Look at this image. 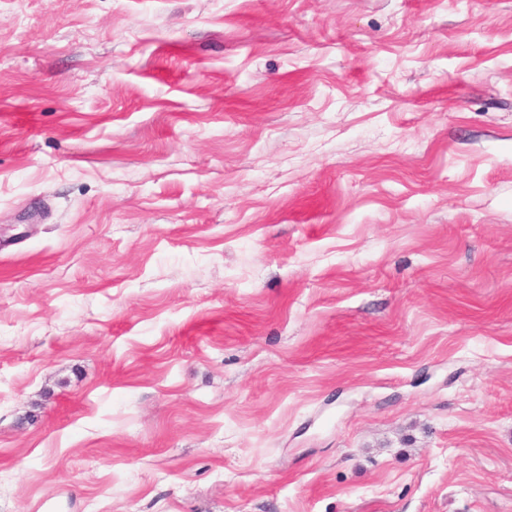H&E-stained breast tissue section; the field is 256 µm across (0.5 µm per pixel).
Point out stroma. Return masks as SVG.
I'll use <instances>...</instances> for the list:
<instances>
[{
    "mask_svg": "<svg viewBox=\"0 0 512 512\" xmlns=\"http://www.w3.org/2000/svg\"><path fill=\"white\" fill-rule=\"evenodd\" d=\"M0 512H512V0H0Z\"/></svg>",
    "mask_w": 512,
    "mask_h": 512,
    "instance_id": "35a3bbf8",
    "label": "stroma"
}]
</instances>
